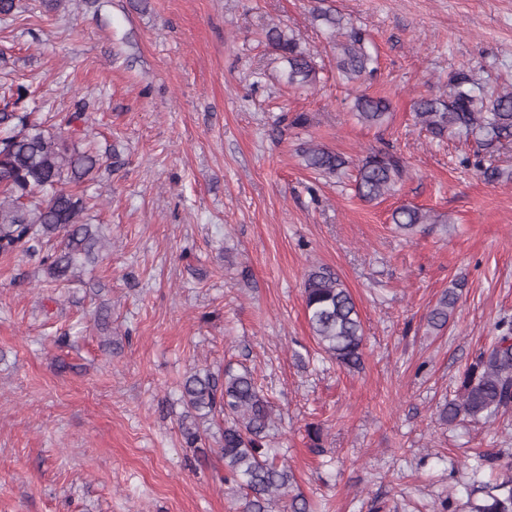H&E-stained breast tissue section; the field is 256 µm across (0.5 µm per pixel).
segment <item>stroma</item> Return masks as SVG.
<instances>
[{"mask_svg":"<svg viewBox=\"0 0 512 512\" xmlns=\"http://www.w3.org/2000/svg\"><path fill=\"white\" fill-rule=\"evenodd\" d=\"M134 2L62 0L0 22V84L31 86L26 109L49 129L84 102L92 137L120 158L83 184L112 249L81 278L48 283L37 259L0 256V512H240L221 456L196 459L178 429L186 372L229 361L268 393L273 446L314 512H438L465 501L481 453L499 463L482 479L501 477L512 406L452 425L436 408L512 320V180L463 167L476 144L432 139L413 106L464 65L484 86L512 83V0H324L378 50L366 91L391 103L380 128L358 123L330 71L288 87L262 45L274 23L328 63L312 0ZM299 113L309 122L292 127ZM307 141L353 161L390 147L408 174L367 203L352 180L305 168ZM402 205L450 223L401 235ZM315 265L355 301L360 369L324 359L310 334ZM449 289L448 324L431 329ZM457 299L458 294L454 290H448L443 293L427 315L428 326L434 330L443 329L448 324V309L454 307Z\"/></svg>","mask_w":512,"mask_h":512,"instance_id":"obj_1","label":"stroma"}]
</instances>
